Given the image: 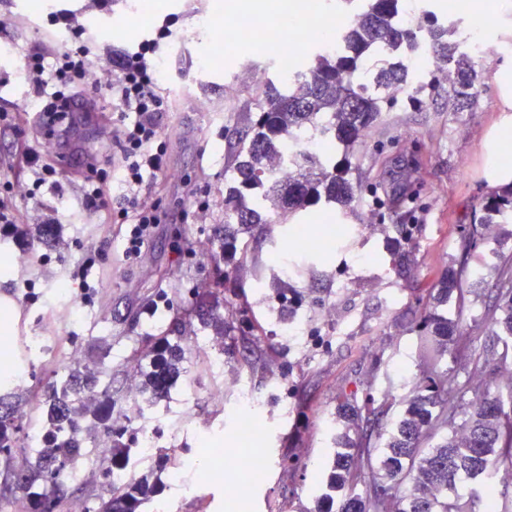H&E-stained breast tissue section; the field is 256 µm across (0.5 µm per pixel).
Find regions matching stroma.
I'll return each mask as SVG.
<instances>
[{
    "label": "stroma",
    "mask_w": 512,
    "mask_h": 512,
    "mask_svg": "<svg viewBox=\"0 0 512 512\" xmlns=\"http://www.w3.org/2000/svg\"><path fill=\"white\" fill-rule=\"evenodd\" d=\"M219 1L225 14L235 12L237 0H160L148 13L140 11L139 0H112L108 17L89 9V0H42L37 16L27 12L25 0L0 4V16L9 19L22 49L42 38L44 14L59 9L80 13L92 36L116 49L171 21L172 35L160 49L167 67L161 93L168 103L162 133L169 170L151 195L191 212L186 222L159 225L144 255L126 261L117 251L119 224L79 212L78 192L64 173L56 175L60 190L46 184L35 191L26 174L0 172V184L12 182L27 224H58L56 241L35 243L25 262L16 259L11 241L0 239V297L8 296L17 310L14 331L0 340V353L12 357L16 372L13 384L0 386V396L24 394L33 378L51 380L44 355L26 350L25 340L57 337L62 352L82 363L105 362L112 373L113 419L143 413L161 448L217 465L219 479L203 483L193 469H165L142 512H315L334 447L338 386L399 400L422 375L413 319L425 282L451 266L481 271L463 325L474 352L498 341L487 306L499 294L497 256L512 255V219L494 225L490 238L469 251L462 229L479 223L474 204L490 190L483 138L498 118L493 73L512 63V37L485 34L487 55L476 61L482 80L473 109L454 112L445 98L419 103L402 93L384 110L383 125L354 150L350 177L363 189L361 201L342 216L323 203L308 210L312 223L346 227L333 245L305 251L285 246L283 224L268 225L260 236L240 235L238 258L245 269L235 277L234 292L223 295L231 344L221 350L223 371L209 373L198 369L194 352L207 349L212 332L197 318L193 297L212 287L215 269L180 250L208 243L224 221V190L234 177L228 145L242 134L248 113L262 106L250 70L264 67L273 80L279 75L271 56L223 51V17H214L209 33L200 32V17L212 14ZM18 62L0 57V106L26 112L29 88L12 77ZM25 139L43 153L64 150L34 120ZM64 151L120 156L116 141L91 119L79 124ZM187 179L208 192L206 212H192L184 196ZM411 181L422 187L416 203L404 198ZM90 252L99 257L92 271L97 287L84 303L78 277ZM161 295L166 307L148 315ZM179 319L185 323L181 343L192 351L181 378L161 401L130 399L131 381L151 360L150 337ZM240 377L249 396L234 386ZM218 386L224 389L220 404L211 399ZM245 419L256 429L250 451L265 463L254 478L235 459L215 456L216 447H239L236 429ZM189 484L197 485L196 495H187ZM232 485L245 489L236 504L225 493Z\"/></svg>",
    "instance_id": "obj_1"
}]
</instances>
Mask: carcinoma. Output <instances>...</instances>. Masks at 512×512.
I'll return each instance as SVG.
<instances>
[{
	"instance_id": "cac0c4a2",
	"label": "carcinoma",
	"mask_w": 512,
	"mask_h": 512,
	"mask_svg": "<svg viewBox=\"0 0 512 512\" xmlns=\"http://www.w3.org/2000/svg\"><path fill=\"white\" fill-rule=\"evenodd\" d=\"M404 10L403 0H362L352 21L336 30L342 49L329 53L320 46L308 55L304 68L288 75V84H300L301 91L284 92L283 82H268L264 107L247 117L248 134L232 147L234 185L224 193V223L215 231L217 287L232 281L221 263L234 260L240 234L261 224H285L288 217L322 201L346 207L356 199L358 189L348 166L329 164L306 144L299 146L291 175H266L265 159L294 134L319 130L347 152L379 123L383 105L392 104L401 92L414 98L442 92L454 112L475 104L481 75L475 57L455 38L456 21L429 18L420 34L400 23ZM371 50L380 51L387 60L368 75L362 63ZM420 50L448 63L453 73L448 85L416 76L407 58ZM479 206L481 222L471 225L466 234L470 248L484 240L498 217L512 212V189L482 197ZM20 234L29 244L56 235V227L39 224L33 231L22 227ZM425 291L427 299L416 325L426 367L423 379L401 400V413L381 448L372 442L371 427L388 415L395 401L378 402L368 393L360 403L353 393H337L336 448L317 512H473L472 497L460 488L473 480L490 479L501 464L512 466V407L507 409L500 397L490 396L482 380L484 364L495 358L500 360L501 375L512 377L507 354L498 357L494 349L484 350L483 361H474L473 375L462 387L452 372L439 371L443 356L464 357L470 349L462 314L472 289L449 268ZM452 299L458 303L454 319L439 312ZM219 305L218 298L203 293L196 300V312L203 326L222 338L228 326ZM489 321L512 341V288L501 295ZM185 359L180 341L153 337L150 370L141 373L140 392L148 395L147 401L167 396ZM63 372V384L39 390L35 401L33 419L45 429L36 461L18 463L11 454L0 459V467L11 473L5 490L32 497L34 512H57L64 503L66 473L84 454L81 435L97 432L110 438L103 460L122 465L129 473L123 482L112 485L109 498L90 504L88 512H138L153 492L151 471L131 462L130 444L110 425L112 386H101L102 364L90 367L72 360L63 365ZM467 394L468 412L460 427L434 446L423 447L435 430L455 424L458 404ZM17 428L10 406L0 414V449L12 448ZM406 481L411 486L401 494L399 487Z\"/></svg>"
}]
</instances>
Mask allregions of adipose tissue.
I'll use <instances>...</instances> for the list:
<instances>
[{"label": "adipose tissue", "instance_id": "1", "mask_svg": "<svg viewBox=\"0 0 512 512\" xmlns=\"http://www.w3.org/2000/svg\"><path fill=\"white\" fill-rule=\"evenodd\" d=\"M493 79L500 96V115L486 136L484 176L490 186H512V65L500 66Z\"/></svg>", "mask_w": 512, "mask_h": 512}]
</instances>
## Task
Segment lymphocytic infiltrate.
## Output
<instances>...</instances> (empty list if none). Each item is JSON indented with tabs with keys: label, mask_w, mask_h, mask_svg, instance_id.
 <instances>
[{
	"label": "lymphocytic infiltrate",
	"mask_w": 512,
	"mask_h": 512,
	"mask_svg": "<svg viewBox=\"0 0 512 512\" xmlns=\"http://www.w3.org/2000/svg\"><path fill=\"white\" fill-rule=\"evenodd\" d=\"M47 24L66 33V41L57 46L36 41L21 57V74L33 90L36 117L63 134L74 127L77 117L93 112L115 119L120 174H113L111 158L104 157L74 162L70 175L82 186L80 210L107 224L120 218L126 226L122 255L129 261L138 259L150 246L158 225L167 219L160 200H147L145 191L167 171L161 121L168 106L160 93L164 62L158 51L171 35V24L163 22L152 38L136 48L108 53L110 70L103 81L92 75L94 51L84 39L86 29L78 14L59 10L48 16ZM23 126L20 113H0V128L14 136L11 148L0 152V169L26 168L39 185L57 169L50 157L27 145ZM116 197L122 202L117 209L112 206Z\"/></svg>",
	"instance_id": "lymphocytic-infiltrate-1"
}]
</instances>
